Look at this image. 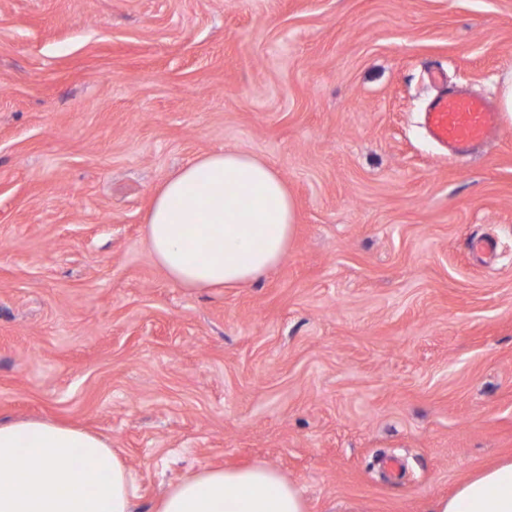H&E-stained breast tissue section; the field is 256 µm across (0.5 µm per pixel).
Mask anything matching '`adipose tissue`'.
Here are the masks:
<instances>
[{
	"instance_id": "ef3b65f1",
	"label": "adipose tissue",
	"mask_w": 512,
	"mask_h": 512,
	"mask_svg": "<svg viewBox=\"0 0 512 512\" xmlns=\"http://www.w3.org/2000/svg\"><path fill=\"white\" fill-rule=\"evenodd\" d=\"M296 222L286 182L227 150L198 157L153 194L145 235L157 266L184 288H239L287 255ZM133 472L97 435L43 419L0 422V512H134ZM155 512H306L275 467L208 465L170 483ZM430 512H512V459L482 469Z\"/></svg>"
}]
</instances>
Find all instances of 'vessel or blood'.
I'll return each instance as SVG.
<instances>
[{
    "label": "vessel or blood",
    "mask_w": 512,
    "mask_h": 512,
    "mask_svg": "<svg viewBox=\"0 0 512 512\" xmlns=\"http://www.w3.org/2000/svg\"><path fill=\"white\" fill-rule=\"evenodd\" d=\"M429 136L451 154H467L496 136L498 113L487 99L454 92L432 101L425 114Z\"/></svg>",
    "instance_id": "vessel-or-blood-1"
}]
</instances>
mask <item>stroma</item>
I'll use <instances>...</instances> for the list:
<instances>
[{
  "mask_svg": "<svg viewBox=\"0 0 512 512\" xmlns=\"http://www.w3.org/2000/svg\"><path fill=\"white\" fill-rule=\"evenodd\" d=\"M511 71L512 0H0V421L100 435L136 512L256 461L308 512H428L511 459L512 123L457 159L423 125ZM224 149L294 236L182 288L144 217Z\"/></svg>",
  "mask_w": 512,
  "mask_h": 512,
  "instance_id": "1",
  "label": "stroma"
}]
</instances>
